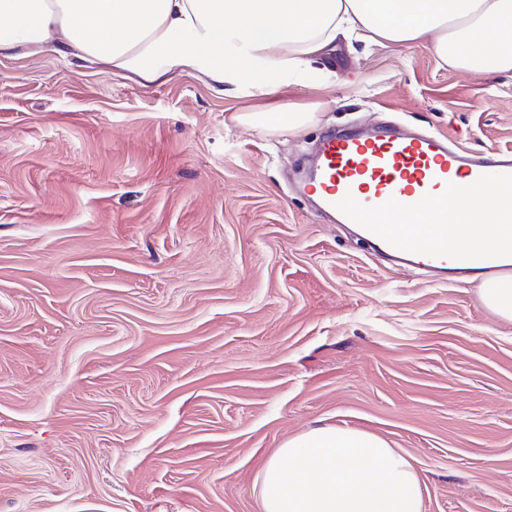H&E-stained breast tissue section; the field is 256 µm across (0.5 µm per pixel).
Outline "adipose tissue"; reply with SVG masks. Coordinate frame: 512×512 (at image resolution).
<instances>
[{
  "instance_id": "1",
  "label": "adipose tissue",
  "mask_w": 512,
  "mask_h": 512,
  "mask_svg": "<svg viewBox=\"0 0 512 512\" xmlns=\"http://www.w3.org/2000/svg\"><path fill=\"white\" fill-rule=\"evenodd\" d=\"M429 42L475 74H512V0H0V58L53 47L154 84L181 74L214 92L263 97L299 77L338 32ZM313 108L240 112L236 120L292 132ZM512 192H464L448 243L484 258L512 256ZM263 512H421L411 463L376 434L317 427L278 448L259 477Z\"/></svg>"
}]
</instances>
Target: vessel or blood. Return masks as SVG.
<instances>
[{"label": "vessel or blood", "instance_id": "b4317fda", "mask_svg": "<svg viewBox=\"0 0 512 512\" xmlns=\"http://www.w3.org/2000/svg\"><path fill=\"white\" fill-rule=\"evenodd\" d=\"M491 179L512 189V151L472 154L446 137L387 125L326 132L302 188L341 222L360 225L386 258L444 280L467 268L466 255L448 247L456 194Z\"/></svg>", "mask_w": 512, "mask_h": 512}]
</instances>
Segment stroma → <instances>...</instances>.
Wrapping results in <instances>:
<instances>
[{"label":"stroma","instance_id":"1","mask_svg":"<svg viewBox=\"0 0 512 512\" xmlns=\"http://www.w3.org/2000/svg\"><path fill=\"white\" fill-rule=\"evenodd\" d=\"M261 98L0 59V512H262L326 425L414 466L421 512H512V320L369 253L296 184L329 128L512 150V77L337 38ZM319 104L274 134L241 110Z\"/></svg>","mask_w":512,"mask_h":512}]
</instances>
